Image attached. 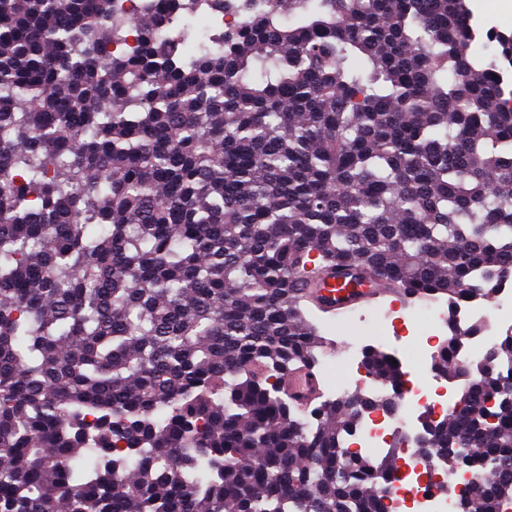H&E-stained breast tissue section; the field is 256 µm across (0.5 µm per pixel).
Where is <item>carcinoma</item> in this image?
I'll return each mask as SVG.
<instances>
[{"label": "carcinoma", "instance_id": "obj_1", "mask_svg": "<svg viewBox=\"0 0 512 512\" xmlns=\"http://www.w3.org/2000/svg\"><path fill=\"white\" fill-rule=\"evenodd\" d=\"M194 17L0 0V512H388L399 441L347 447L373 402L323 399L318 288L451 325L512 277V92L465 0H268L212 45ZM476 333L418 457L486 465L457 512H500L512 335L457 362Z\"/></svg>", "mask_w": 512, "mask_h": 512}]
</instances>
